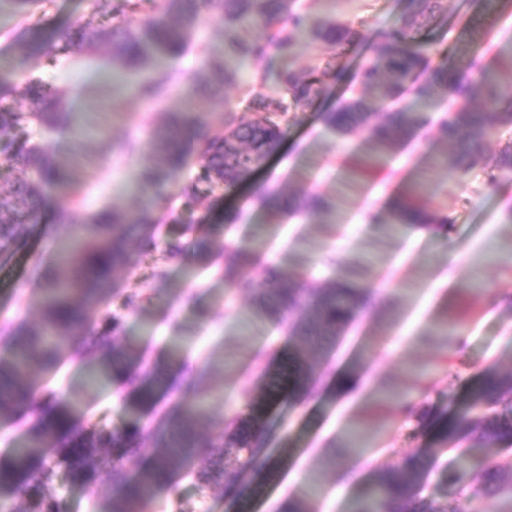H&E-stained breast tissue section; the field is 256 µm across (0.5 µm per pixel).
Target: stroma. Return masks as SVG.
Listing matches in <instances>:
<instances>
[{
  "instance_id": "obj_1",
  "label": "stroma",
  "mask_w": 512,
  "mask_h": 512,
  "mask_svg": "<svg viewBox=\"0 0 512 512\" xmlns=\"http://www.w3.org/2000/svg\"><path fill=\"white\" fill-rule=\"evenodd\" d=\"M311 3L314 18H334L366 35L393 26L408 9V0ZM447 8L421 39L451 63L489 42L486 60L499 71L503 103L512 107V70L502 65L503 55L512 52V0H493L486 10L474 0H447ZM97 20L93 0H44L30 17L0 11V64L23 85L27 63L15 43L18 30L31 26L47 36L62 26ZM208 55L223 57L224 31L202 14L188 53L169 64L177 80L161 104L109 82L107 44L80 56L58 53L53 62L42 63L43 80L65 88L67 97L56 128L32 127L30 139L48 147L83 193L76 200L59 184H43L39 222L26 226L15 247L0 252V323L39 321L40 270L55 268L56 242L87 224L100 207L114 206L132 217L150 213L163 229L169 213H176L188 227L182 246L204 247L205 254L187 263L167 257L165 242L146 250L130 239V261L115 271V283L121 295H144L151 302L122 310L117 334L150 361L170 363L180 389H191L199 377L211 381L214 394L202 434L218 443L232 418L260 392L265 366L288 349L287 335L252 323L250 295L227 288L225 244L260 249L261 260L243 270L258 289L265 288V268L273 260L302 270L317 286L360 260L374 303L315 360L305 399L283 398L270 406L259 452L270 463L269 473L243 469L235 488L224 483L203 488L198 475L209 459L197 455L179 467L178 503L160 492L152 512H286L293 500L309 512H353L375 471L401 463L417 448L435 453L422 498L463 500L466 481L441 425L479 385L484 369L512 371V249L501 245L512 233V170L498 166L501 152L512 145V126L494 127L480 148V163L467 171L432 165L430 155L445 146L423 132L394 150L385 165L361 172L363 135L336 136L320 117L345 93L351 83L346 76L327 83L317 109L290 116L279 148L247 182L203 194L196 188L198 165L191 160L165 189L141 186L137 172L155 163V156L144 150L128 163L115 144L146 139L167 111L185 108L206 119L213 133H222L210 101L186 94ZM492 170L498 179L491 185ZM260 188L285 198L307 192L328 196L334 202L328 224L271 222L256 198ZM411 188L441 208L448 223L426 236L416 225L389 236L381 218L393 198ZM165 190L174 194L168 206L160 198ZM230 211L238 212L236 223H225ZM452 249L459 255L454 263L448 260ZM158 270L163 280L154 279ZM359 369L369 386L341 392L344 378ZM33 384L41 391L77 392L78 422L110 427L124 422L123 407L111 402L110 388L84 385L83 368L71 349L62 350L56 368L35 375ZM47 492L61 512H100L112 486L104 475L90 488L60 477Z\"/></svg>"
}]
</instances>
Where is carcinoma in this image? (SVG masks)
<instances>
[{
    "instance_id": "1",
    "label": "carcinoma",
    "mask_w": 512,
    "mask_h": 512,
    "mask_svg": "<svg viewBox=\"0 0 512 512\" xmlns=\"http://www.w3.org/2000/svg\"><path fill=\"white\" fill-rule=\"evenodd\" d=\"M40 2L0 0V9L8 5L14 13L30 17ZM443 2L411 0L410 10L400 17L396 28L364 37L336 21L313 22L307 0H96L95 10L102 20L99 27L76 31L62 28L52 41L32 37L22 40V46L25 59L36 66L45 59L52 60L54 50L81 53L106 41L111 46L112 65L138 76L155 56H182L190 45L195 17L206 13L224 28L225 55L284 63L280 91H269L266 72H255L246 84L242 107L235 108L226 101L224 90L241 82L238 71L221 59L206 58L203 90L211 98L212 111L221 116L224 137L211 135L208 123L192 112L172 113L151 134L148 149L159 157L160 165L141 173V180L148 185L159 184L180 171L192 153L198 159L197 180L204 192L241 183L263 164L284 136L288 110H309L324 95L326 78L341 77L342 68L335 65L338 48L356 59L358 88L322 114L331 131L339 136L362 132L371 157L379 158L430 128L448 146V156L457 167L468 170L478 162L477 149L491 127L512 125V110L500 107L499 75L482 63L489 47L476 48L466 60L432 63L431 47L418 33L442 17ZM303 34L330 55L297 73L288 61ZM170 83V75L158 74L139 79L135 90L143 98L161 101L168 95ZM438 88L448 98V108L435 122L427 113L402 105L408 95L424 98ZM479 90L482 103L476 105L473 99ZM13 92L9 72L0 67V159L35 175L20 183L10 197L0 196L3 248L20 240L25 225L37 222L42 184L64 180L48 149L29 144L27 132L35 123L48 129L58 124L63 92L34 75L24 87L25 106L8 104ZM280 201L272 192L261 196V205L269 209L275 222L282 218ZM332 209L329 199L308 193L291 199L289 214L310 219L325 216ZM134 222L145 228L139 242L155 247L157 228L150 214L133 220L125 212L102 207L83 226L75 244L61 251L66 274L46 276L40 325L0 327L5 349L0 355V418L23 421L13 447L0 455V498L13 500L14 512H59L57 501L47 496L45 489L60 475L71 484L91 486L102 465L109 467V480L116 487L103 512H149L161 489L177 493L175 470L196 452L189 438L204 426L201 400L209 389L204 381H198L193 390L197 402L185 405L179 399L174 401L147 428L142 419L155 401L176 394L169 368L145 363L141 351L127 345L97 341L75 344L73 330L81 319L80 306L118 296L112 288V267L126 253V225ZM385 223L395 228L408 224L429 228L448 223V216L405 196L391 204ZM226 248L235 256L224 268L227 286L238 292L253 290L240 268L255 261L256 254L232 243ZM364 278V268L357 260L323 288L305 287L303 274L296 269H267L268 287L254 294V315L262 323L287 327L288 335L301 339L300 348L288 353L280 369L269 373L265 394L236 418L234 432L219 444L228 452L202 482L220 483L236 477L231 463L242 454L257 459L255 440L267 407L285 389L301 384V377L311 367L310 359L321 354L324 342L340 335L348 320L368 305L371 294ZM297 311L299 318L288 321ZM69 346L74 347L89 379L130 386L124 397L128 421L122 427H71L73 391L35 398L31 372L52 370L59 351ZM147 429L155 436L159 451L149 467L132 474L127 465L140 456L141 434ZM452 433L460 443L457 460L461 463L468 453L464 442L494 443L512 438L511 371H484L482 385L473 390L469 404L454 417ZM427 452V448H418L404 463L379 470L361 495L356 512H480L479 501L484 495L512 491V462L496 461L464 472L471 486L467 506L426 501L420 490L431 465L424 459Z\"/></svg>"
}]
</instances>
